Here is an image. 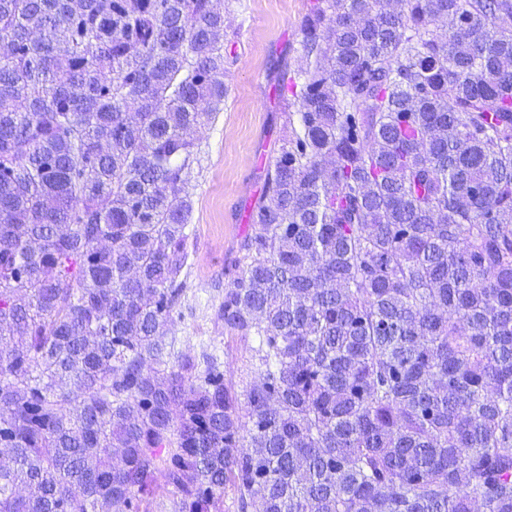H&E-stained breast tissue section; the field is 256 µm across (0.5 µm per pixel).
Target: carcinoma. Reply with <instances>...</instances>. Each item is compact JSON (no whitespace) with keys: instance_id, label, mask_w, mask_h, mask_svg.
<instances>
[{"instance_id":"carcinoma-1","label":"carcinoma","mask_w":512,"mask_h":512,"mask_svg":"<svg viewBox=\"0 0 512 512\" xmlns=\"http://www.w3.org/2000/svg\"><path fill=\"white\" fill-rule=\"evenodd\" d=\"M175 350L224 0H0V512H512V0H314Z\"/></svg>"}]
</instances>
